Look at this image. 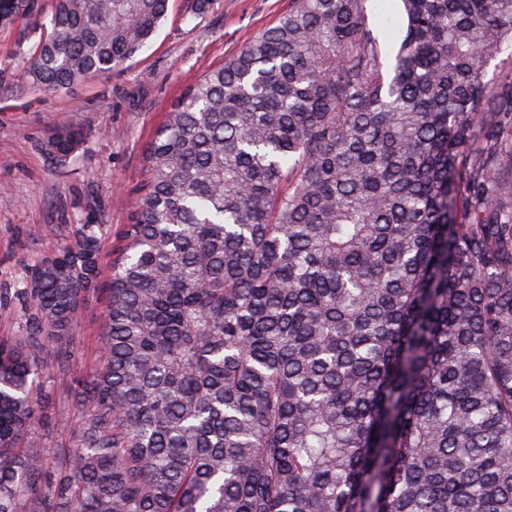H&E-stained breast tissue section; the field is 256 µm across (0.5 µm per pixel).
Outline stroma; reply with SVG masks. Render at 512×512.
<instances>
[{"instance_id":"obj_1","label":"stroma","mask_w":512,"mask_h":512,"mask_svg":"<svg viewBox=\"0 0 512 512\" xmlns=\"http://www.w3.org/2000/svg\"><path fill=\"white\" fill-rule=\"evenodd\" d=\"M290 7L291 0H211L196 18L191 0H169L166 21L133 59L53 92L33 87L26 74L38 30L0 26V290L19 287L33 260L62 249L83 224L101 225V263L111 266L133 209L119 198L141 182L145 148L166 112L188 85ZM54 121L85 133L64 162L39 148ZM105 306L102 295L88 301L74 361L49 389L56 408L73 420L80 415L77 381L98 363Z\"/></svg>"}]
</instances>
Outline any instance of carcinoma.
<instances>
[{"instance_id": "obj_1", "label": "carcinoma", "mask_w": 512, "mask_h": 512, "mask_svg": "<svg viewBox=\"0 0 512 512\" xmlns=\"http://www.w3.org/2000/svg\"><path fill=\"white\" fill-rule=\"evenodd\" d=\"M169 0H0L32 83L120 67ZM292 0L145 149L99 224L32 266L0 336V512H512V0ZM81 129L53 123L59 161ZM108 297L81 417L49 402ZM67 433L46 452L38 429ZM392 3L381 0H368L365 4L367 14L375 23L376 33L379 37V43L383 58L387 62L394 54L396 41L394 39L395 30L382 22L383 3Z\"/></svg>"}]
</instances>
